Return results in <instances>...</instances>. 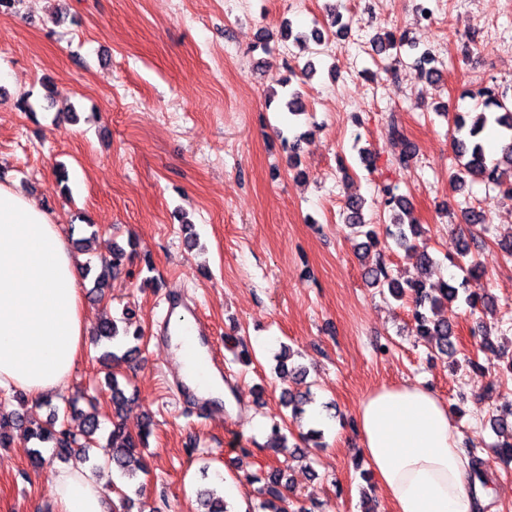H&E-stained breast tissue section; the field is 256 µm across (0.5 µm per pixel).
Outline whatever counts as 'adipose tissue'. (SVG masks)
Here are the masks:
<instances>
[{
	"label": "adipose tissue",
	"mask_w": 512,
	"mask_h": 512,
	"mask_svg": "<svg viewBox=\"0 0 512 512\" xmlns=\"http://www.w3.org/2000/svg\"><path fill=\"white\" fill-rule=\"evenodd\" d=\"M79 262L52 214L0 182V389L35 404L65 387L88 342ZM355 428L392 512H475L463 435L431 390L381 387L361 401ZM52 488L56 512H109L82 467L53 471Z\"/></svg>",
	"instance_id": "ef3b65f1"
}]
</instances>
